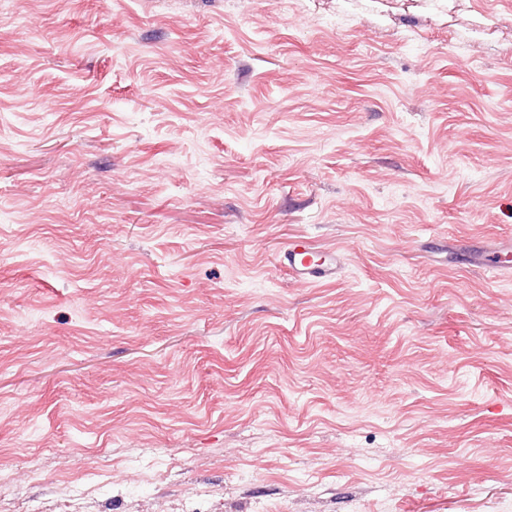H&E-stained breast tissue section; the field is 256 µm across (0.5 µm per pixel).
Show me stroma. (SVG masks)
Segmentation results:
<instances>
[{"label": "stroma", "mask_w": 512, "mask_h": 512, "mask_svg": "<svg viewBox=\"0 0 512 512\" xmlns=\"http://www.w3.org/2000/svg\"><path fill=\"white\" fill-rule=\"evenodd\" d=\"M506 244L512 0H0V512H512ZM281 258L284 269L297 280L333 281L340 264L335 250L318 249L309 240L290 243Z\"/></svg>", "instance_id": "1"}]
</instances>
